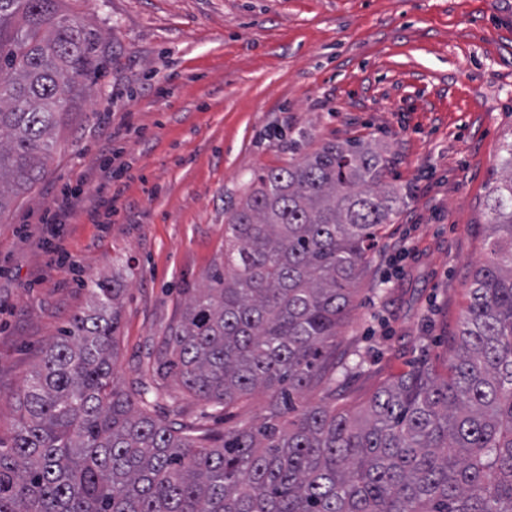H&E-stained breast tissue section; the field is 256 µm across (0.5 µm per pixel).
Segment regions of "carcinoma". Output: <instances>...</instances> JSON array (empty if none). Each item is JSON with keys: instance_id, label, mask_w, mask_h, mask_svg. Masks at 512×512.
I'll list each match as a JSON object with an SVG mask.
<instances>
[{"instance_id": "carcinoma-1", "label": "carcinoma", "mask_w": 512, "mask_h": 512, "mask_svg": "<svg viewBox=\"0 0 512 512\" xmlns=\"http://www.w3.org/2000/svg\"><path fill=\"white\" fill-rule=\"evenodd\" d=\"M100 35L57 0H0V214L43 177L89 92ZM488 204L490 257L446 373L419 366L354 414L333 384L363 265L402 194L372 143H325L250 179L227 211L224 264L185 301L147 363L156 385L114 378L121 289L95 280L25 382L0 441V512H512V142ZM176 375L217 410L260 391L270 417L216 436L153 415ZM324 385L328 401L295 397Z\"/></svg>"}]
</instances>
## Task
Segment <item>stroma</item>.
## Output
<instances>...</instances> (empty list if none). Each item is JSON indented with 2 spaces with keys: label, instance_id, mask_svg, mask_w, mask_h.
<instances>
[{
  "label": "stroma",
  "instance_id": "obj_1",
  "mask_svg": "<svg viewBox=\"0 0 512 512\" xmlns=\"http://www.w3.org/2000/svg\"><path fill=\"white\" fill-rule=\"evenodd\" d=\"M103 36L93 93L35 187L0 215V440L47 344L122 288L114 372L137 390L180 304L224 261V212L254 172L325 143L365 140L405 195L369 253L336 338L360 375L336 391L356 411L413 366L443 369L487 257V196L512 141V0H62ZM113 217L93 215L100 166ZM82 187L45 248L62 191ZM155 416L216 434L264 412L257 392L214 413L170 379Z\"/></svg>",
  "mask_w": 512,
  "mask_h": 512
}]
</instances>
